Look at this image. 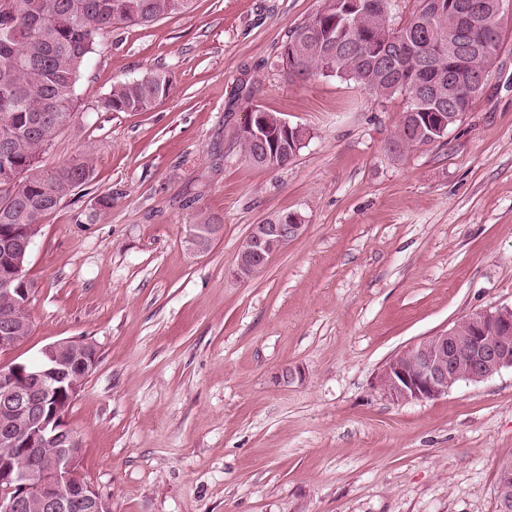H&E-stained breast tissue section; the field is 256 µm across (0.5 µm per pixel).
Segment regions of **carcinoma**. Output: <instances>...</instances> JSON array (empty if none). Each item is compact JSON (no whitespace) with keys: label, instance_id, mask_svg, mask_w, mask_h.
<instances>
[{"label":"carcinoma","instance_id":"1","mask_svg":"<svg viewBox=\"0 0 512 512\" xmlns=\"http://www.w3.org/2000/svg\"><path fill=\"white\" fill-rule=\"evenodd\" d=\"M375 8L349 10L350 0H323L312 19L296 27L282 53L297 76L352 80L382 98L406 93L392 138L396 157L434 141L427 117L448 105V14L429 10L430 0H414L408 16L393 22V0H372ZM484 4L488 39L502 41L495 0ZM192 0H0V237H22L41 225L68 197L94 178L96 159L83 152L52 168L43 153L73 122L76 86L100 39L115 24L149 25L183 13ZM426 83L439 91L433 101L417 96ZM172 80L162 72L118 80L100 100L107 112H147L165 100ZM237 140L257 167L256 143ZM23 325L32 331L29 309L19 310L0 295V332Z\"/></svg>","mask_w":512,"mask_h":512}]
</instances>
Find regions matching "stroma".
Masks as SVG:
<instances>
[{
	"instance_id": "stroma-1",
	"label": "stroma",
	"mask_w": 512,
	"mask_h": 512,
	"mask_svg": "<svg viewBox=\"0 0 512 512\" xmlns=\"http://www.w3.org/2000/svg\"><path fill=\"white\" fill-rule=\"evenodd\" d=\"M321 6L193 0L113 26L78 83L75 124L42 157L88 150L97 165L33 241V329L0 368L95 342L65 421L112 512H498L512 369L405 403L375 381L411 343L512 306V0L470 111L400 158L388 143L403 96L284 70L290 31ZM149 71L170 75L166 100L99 110L113 82ZM254 106L306 131L287 167L241 154ZM106 194L111 209L76 223ZM200 212L224 224L203 252L187 238ZM286 212L302 236L235 278L252 226Z\"/></svg>"
}]
</instances>
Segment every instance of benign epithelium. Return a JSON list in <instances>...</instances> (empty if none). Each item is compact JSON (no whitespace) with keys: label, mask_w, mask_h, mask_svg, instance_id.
I'll return each instance as SVG.
<instances>
[{"label":"benign epithelium","mask_w":512,"mask_h":512,"mask_svg":"<svg viewBox=\"0 0 512 512\" xmlns=\"http://www.w3.org/2000/svg\"><path fill=\"white\" fill-rule=\"evenodd\" d=\"M448 16L465 22L467 42L448 45V111L433 114L435 132L444 136L465 115L469 98L485 84L486 71L496 59L493 45L482 34L480 9L448 2ZM214 224H190V240L200 249L216 237ZM305 225L287 216L280 222L252 226L246 247L237 253L233 275L257 274L280 248L299 238ZM32 234L2 240L0 248L14 253L31 249ZM23 279V266L0 272V292L23 309L31 300L29 288H15ZM98 353L78 340L64 339L42 349L38 369L14 364L0 373V512H112L111 502L78 476L75 448L79 437L68 427L65 413L47 410L62 392L76 398L82 375L97 363ZM504 368H512V307L473 312L452 327L412 343L380 369L376 384L394 402L424 401L441 397L459 382L485 381ZM30 461L22 468L18 460ZM499 510L512 512V461L499 466Z\"/></svg>","instance_id":"7a95c632"}]
</instances>
